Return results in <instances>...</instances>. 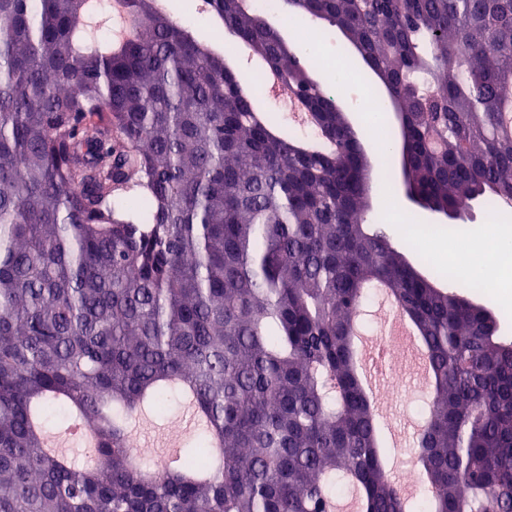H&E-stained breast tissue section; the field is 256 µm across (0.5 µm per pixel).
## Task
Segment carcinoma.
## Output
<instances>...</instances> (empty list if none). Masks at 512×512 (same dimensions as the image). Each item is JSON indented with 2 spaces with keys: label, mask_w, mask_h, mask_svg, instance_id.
Returning <instances> with one entry per match:
<instances>
[{
  "label": "carcinoma",
  "mask_w": 512,
  "mask_h": 512,
  "mask_svg": "<svg viewBox=\"0 0 512 512\" xmlns=\"http://www.w3.org/2000/svg\"><path fill=\"white\" fill-rule=\"evenodd\" d=\"M0 0V512H407L355 355L383 283L427 360L428 512H512V342L366 224L370 161L250 0H205L315 113L309 151L158 0ZM336 27L404 115V190L512 207V0H279ZM137 189L142 203L120 205ZM185 438L148 467L132 419ZM80 416L79 441L52 429ZM204 421H199V416Z\"/></svg>",
  "instance_id": "cac0c4a2"
}]
</instances>
